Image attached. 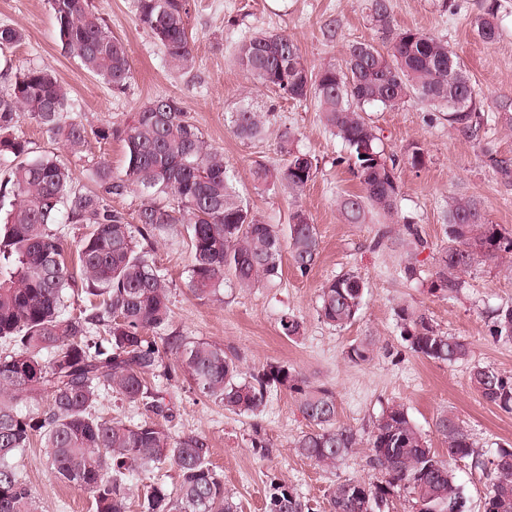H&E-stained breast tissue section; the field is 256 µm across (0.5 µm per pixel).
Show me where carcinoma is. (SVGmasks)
<instances>
[{
	"instance_id": "cac0c4a2",
	"label": "carcinoma",
	"mask_w": 512,
	"mask_h": 512,
	"mask_svg": "<svg viewBox=\"0 0 512 512\" xmlns=\"http://www.w3.org/2000/svg\"><path fill=\"white\" fill-rule=\"evenodd\" d=\"M56 34L84 69L124 91L133 64L124 43L112 34L89 0H50ZM139 23L178 70L193 60L184 0H135ZM498 0H485L474 22L479 38L500 36ZM371 21L387 39L349 46L342 63L318 69L307 65L293 38L283 33L256 34L240 40V67L265 88L284 98L317 102L324 125L341 140L361 194H346L336 207L348 224H364L374 212L390 220L401 199L396 175L404 164L420 168L425 152L412 144L402 155L385 151L381 129L366 117L370 107L398 109L412 99L447 113L448 125L472 135L487 122L477 105L471 78L448 42L414 29L392 27L388 0H372ZM17 28L0 26V50L20 43ZM69 92L49 71L35 65L14 73L10 92L0 96V512H39L32 489L15 459L37 435L46 463L64 482L92 495L96 512H127L134 476L175 467L179 487L149 484L141 495L142 512H238L224 480L210 467V446L203 435L172 436L154 421L123 422L99 415L103 394L111 392L132 406L145 404L159 415L162 398L148 387V377L163 371L182 378L201 394L239 415L262 411L274 389L294 394L302 416L314 429L294 448L331 473L361 443L357 429L337 421L335 393L286 366L268 364L243 372L239 357L224 347L179 336H162L172 318L169 281L141 242L174 224L186 225L191 244L189 286L200 299L221 296L224 283L240 289L278 281L283 253L307 274L319 257L315 225L294 210L286 230L267 222L241 199L235 174L224 155L209 147L177 97L145 104L121 128L96 135L122 138L126 164L119 176L106 161L90 169L96 188L72 193L71 169L56 156H34L29 142L14 135L27 116L73 155L87 142L85 125L69 115ZM240 138L263 135L265 115L248 104L229 113ZM283 163L254 166L261 186L280 185L300 195L315 177L313 158L295 145L286 129L278 142ZM135 185L147 193L135 222L112 207V196ZM65 221H60L64 207ZM448 244L433 256L430 291L448 297L465 288L463 274L512 252V239L487 222L482 202L456 195L445 210ZM83 228L76 265L84 281L87 305L75 314L71 296L77 288L68 268V225ZM401 244L423 251L427 241L414 221L405 218L397 231ZM366 284L346 272L320 289L316 313L324 323L344 328L360 315ZM401 336L415 355L443 363L464 361L469 344L432 324L425 312L398 311ZM283 336H302L303 321L285 312ZM492 335L512 342V306L493 311ZM376 340L366 336L346 351L352 362L373 357ZM174 357L171 365L165 356ZM470 386L483 400L512 411V375L476 366ZM48 401L37 412L30 404ZM434 428L448 458L429 447L404 406L391 404L372 423L367 439L369 465L376 480L338 478L327 490L330 512H383L397 490L411 497L413 512H467V499L450 461L470 460L471 468L493 466L484 512H512V448L484 457L470 430L448 411L436 415ZM266 512H315L285 484L270 483Z\"/></svg>"
}]
</instances>
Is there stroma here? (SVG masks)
Returning <instances> with one entry per match:
<instances>
[{
  "instance_id": "1",
  "label": "stroma",
  "mask_w": 512,
  "mask_h": 512,
  "mask_svg": "<svg viewBox=\"0 0 512 512\" xmlns=\"http://www.w3.org/2000/svg\"><path fill=\"white\" fill-rule=\"evenodd\" d=\"M96 12L120 38L133 62L134 75L125 92L89 74L56 37L49 0H0V25L21 30L25 38L0 52V95L7 92L17 69L37 65L52 71L69 89L74 117L90 129L86 151L71 155L29 119H21L16 135L31 141L35 154H53L72 170L76 189H90L89 168L107 161L114 174L125 167L121 140L101 139L97 129L131 123L149 101L180 98L204 139L223 151L247 204L272 224L286 227L293 205H301L315 224L320 255L308 274L290 260L282 262L275 286L239 289L225 285L223 300L195 297L188 287L189 238L183 225H173L152 239L148 248L170 281L172 319L167 334L223 345L239 354L244 369L276 363L302 372L311 382L336 394L337 419L367 434L388 405L405 407L436 453L444 448L434 431L436 415L453 412L472 432L478 449L493 456L512 444V411L486 403L469 383L476 366L512 374V343L496 341L491 312L512 305V255L502 254L465 277V287L452 300L429 291L433 254L448 242L442 214L449 196L465 194L481 200L489 223L512 238V183L498 178L494 159L512 158V131L502 124L483 126L470 138L450 128L442 113L411 101L397 110L376 108L370 115L382 128L387 152L402 154L417 143L426 152L422 168L400 166L399 213L419 225L427 248L417 256L421 278L409 283L399 275L404 256L391 242L375 246L387 227L381 218L365 224L345 223L336 209L344 194L360 185L344 160L342 142L324 127L315 100L295 101L258 86L234 57L237 43L256 33H285L298 44L309 65L341 63L358 41L381 43L370 19L371 0H186L187 23L195 37L191 67L170 68L151 33L135 15V0H91ZM484 0H390L395 29H415L447 41L464 62L482 112L496 111L500 99L512 98V0H499L500 37L484 42L473 30ZM249 102L268 113L265 134L237 137L227 122L229 112ZM291 130L298 147L311 155L317 172L300 198L283 187L256 185L255 163L279 165V135ZM348 271L364 278L367 288L359 318L338 329L317 316L319 288ZM409 306L424 311L432 323L470 347L467 360L448 365L417 357L400 335L397 311ZM291 312L304 323L292 342L279 331V318ZM377 340L367 362L347 359L350 344L364 336ZM152 390L165 398L158 421L176 437L201 434L211 445L210 461L234 493L239 512H264L270 481L288 484L311 504L326 506V494L337 476L371 478L369 450L354 448L337 473L299 455L294 441L311 425L299 412L293 394L271 392L258 415H236L193 390L182 380L155 377ZM268 442L266 452L251 446L253 434ZM18 468L40 503V512H94L89 494L61 482L48 467L39 440L18 459Z\"/></svg>"
}]
</instances>
